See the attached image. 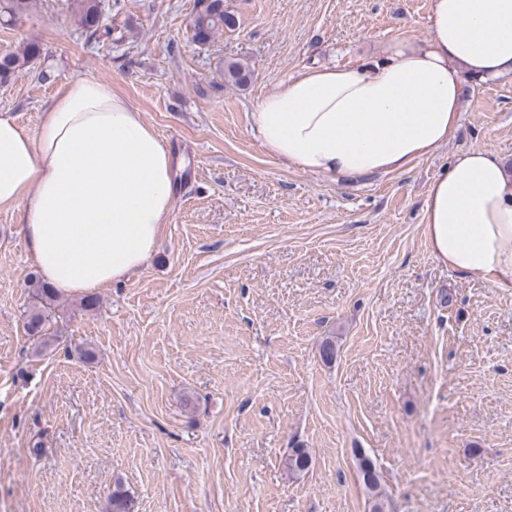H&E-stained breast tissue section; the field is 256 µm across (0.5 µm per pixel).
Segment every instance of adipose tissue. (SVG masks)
Returning a JSON list of instances; mask_svg holds the SVG:
<instances>
[{
  "label": "adipose tissue",
  "instance_id": "1",
  "mask_svg": "<svg viewBox=\"0 0 512 512\" xmlns=\"http://www.w3.org/2000/svg\"><path fill=\"white\" fill-rule=\"evenodd\" d=\"M428 21L424 43L299 70L254 104L253 136L274 158L334 179L432 154L459 124L465 78L512 74V0H431ZM174 197L171 154L105 82H70L33 135L0 115V206L21 207L27 260L61 292L148 266ZM423 218L435 259L512 290V167L502 156L456 154L429 185Z\"/></svg>",
  "mask_w": 512,
  "mask_h": 512
}]
</instances>
